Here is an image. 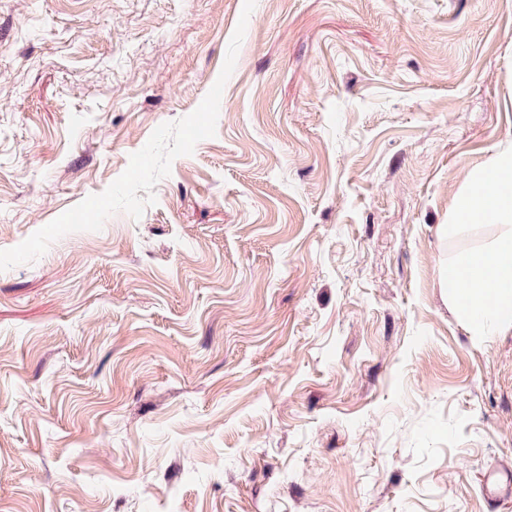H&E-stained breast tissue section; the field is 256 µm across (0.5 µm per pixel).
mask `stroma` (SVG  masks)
<instances>
[{
    "label": "stroma",
    "mask_w": 512,
    "mask_h": 512,
    "mask_svg": "<svg viewBox=\"0 0 512 512\" xmlns=\"http://www.w3.org/2000/svg\"><path fill=\"white\" fill-rule=\"evenodd\" d=\"M509 146L512 0H0V512H512ZM453 224H512V150L499 152L473 173ZM442 282L476 327L512 323V231L490 251L465 254L448 264ZM511 469L509 466H500L495 473L485 472L482 481L486 488L498 494L503 500L511 499Z\"/></svg>",
    "instance_id": "obj_1"
}]
</instances>
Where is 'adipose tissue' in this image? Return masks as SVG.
I'll return each instance as SVG.
<instances>
[{
    "mask_svg": "<svg viewBox=\"0 0 512 512\" xmlns=\"http://www.w3.org/2000/svg\"><path fill=\"white\" fill-rule=\"evenodd\" d=\"M453 221L512 225L511 149L473 173ZM442 282L476 327L512 323V232L502 235L490 251L466 254L448 264Z\"/></svg>",
    "mask_w": 512,
    "mask_h": 512,
    "instance_id": "obj_1",
    "label": "adipose tissue"
}]
</instances>
